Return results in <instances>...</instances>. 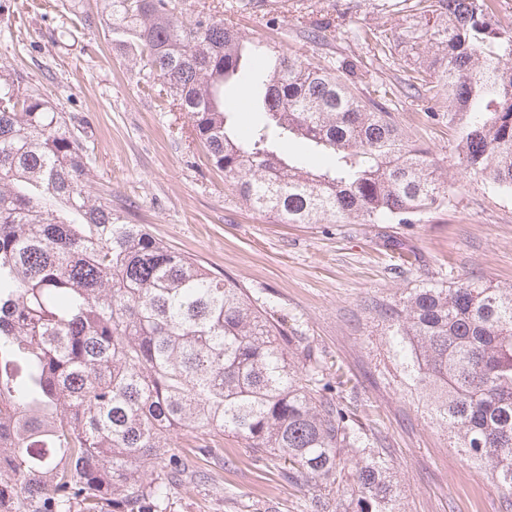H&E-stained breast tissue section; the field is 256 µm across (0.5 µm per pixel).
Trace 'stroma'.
<instances>
[{
  "mask_svg": "<svg viewBox=\"0 0 512 512\" xmlns=\"http://www.w3.org/2000/svg\"><path fill=\"white\" fill-rule=\"evenodd\" d=\"M11 26L0 25V67L23 75L59 111L86 120L95 145L91 192L135 217L169 247L211 271L235 278L252 300L302 337L313 358L340 380V396L356 409L388 460L400 488V512H502L488 472L473 467L449 432L430 417L394 357L382 314L409 289L475 278L512 285V195L466 179L457 208L419 224H285L253 212L190 144L176 113L163 112L141 93L130 57L111 43L99 0H12ZM379 0H304L286 11L253 0L234 19L249 46L268 43L303 56L360 55L359 25L416 28L412 13L382 15ZM93 25H85L86 16ZM333 19L327 45H310L299 32ZM74 26L65 45L52 33ZM396 116L419 139L440 173L454 175L456 135L447 122L426 123L401 101ZM418 256L395 268L382 235ZM206 480L181 486L172 512H309L323 495L336 512V495L313 482H291L275 460H255L228 436L201 463Z\"/></svg>",
  "mask_w": 512,
  "mask_h": 512,
  "instance_id": "stroma-1",
  "label": "stroma"
}]
</instances>
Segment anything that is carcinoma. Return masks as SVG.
I'll list each match as a JSON object with an SVG mask.
<instances>
[{
    "mask_svg": "<svg viewBox=\"0 0 512 512\" xmlns=\"http://www.w3.org/2000/svg\"><path fill=\"white\" fill-rule=\"evenodd\" d=\"M419 33L363 26L408 79L296 54L247 59L232 21L172 0H108L107 31L147 95L181 112L252 210L288 224H419L455 207V181L391 106L427 93L448 112L456 174L512 193V26L502 0H385ZM327 21L302 31L327 42ZM256 114L237 134L231 89ZM295 140L304 153L290 156ZM93 142L21 74L0 70V512H170L198 461L244 441L303 481L336 486L343 512H399L398 487L357 414L283 324L235 279L173 250L89 192ZM408 384L512 512V286L464 278L412 288L384 311ZM186 449L168 451L175 435ZM387 62V65L380 63L379 66H375L377 68L375 70L377 75L394 74L402 80L407 78V74L409 73L406 72L408 68L405 63L404 48L402 44L395 47L393 46L392 55L390 60Z\"/></svg>",
    "mask_w": 512,
    "mask_h": 512,
    "instance_id": "1",
    "label": "carcinoma"
}]
</instances>
